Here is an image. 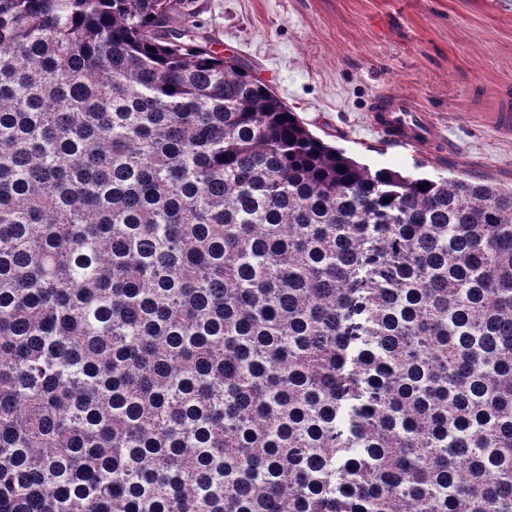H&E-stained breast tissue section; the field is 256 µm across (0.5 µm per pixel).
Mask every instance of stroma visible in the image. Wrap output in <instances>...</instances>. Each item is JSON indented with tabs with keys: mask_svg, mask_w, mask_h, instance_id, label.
Returning a JSON list of instances; mask_svg holds the SVG:
<instances>
[{
	"mask_svg": "<svg viewBox=\"0 0 512 512\" xmlns=\"http://www.w3.org/2000/svg\"><path fill=\"white\" fill-rule=\"evenodd\" d=\"M202 35L249 65L308 129L370 168L512 187V138L479 123L512 102V0H196ZM397 88L436 113L438 148L367 122Z\"/></svg>",
	"mask_w": 512,
	"mask_h": 512,
	"instance_id": "obj_1",
	"label": "stroma"
}]
</instances>
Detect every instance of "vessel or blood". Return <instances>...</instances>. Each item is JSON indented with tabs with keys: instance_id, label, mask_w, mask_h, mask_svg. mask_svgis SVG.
I'll list each match as a JSON object with an SVG mask.
<instances>
[{
	"instance_id": "vessel-or-blood-1",
	"label": "vessel or blood",
	"mask_w": 512,
	"mask_h": 512,
	"mask_svg": "<svg viewBox=\"0 0 512 512\" xmlns=\"http://www.w3.org/2000/svg\"><path fill=\"white\" fill-rule=\"evenodd\" d=\"M368 123L399 147L423 148L445 141L434 113L396 91L381 94L379 104L368 115Z\"/></svg>"
}]
</instances>
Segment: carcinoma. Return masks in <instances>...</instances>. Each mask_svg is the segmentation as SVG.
I'll return each mask as SVG.
<instances>
[{
	"label": "carcinoma",
	"mask_w": 512,
	"mask_h": 512,
	"mask_svg": "<svg viewBox=\"0 0 512 512\" xmlns=\"http://www.w3.org/2000/svg\"><path fill=\"white\" fill-rule=\"evenodd\" d=\"M194 0H0V512H512V187L309 132Z\"/></svg>",
	"instance_id": "cac0c4a2"
}]
</instances>
